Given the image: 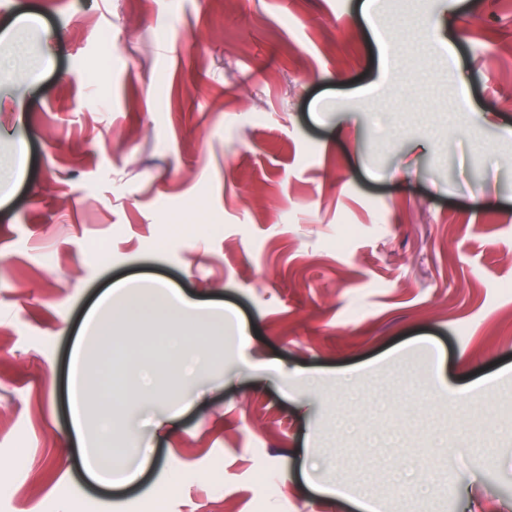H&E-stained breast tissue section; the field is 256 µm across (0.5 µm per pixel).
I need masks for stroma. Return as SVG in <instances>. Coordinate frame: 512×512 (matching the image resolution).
I'll use <instances>...</instances> for the list:
<instances>
[{
    "mask_svg": "<svg viewBox=\"0 0 512 512\" xmlns=\"http://www.w3.org/2000/svg\"><path fill=\"white\" fill-rule=\"evenodd\" d=\"M362 2L0 0V512H356L303 465L383 512H512V0ZM126 279L233 306L250 344L213 330L196 366L115 323L88 386L153 451L118 492L82 472L99 413L74 431L69 384ZM126 341L152 369L115 387ZM436 370L492 392L461 407ZM130 281H119L112 285L100 299L97 307L89 315L87 326L93 328L100 342V348L103 352L112 348V295L122 292L126 284ZM110 306L109 311L102 315L99 309L102 305ZM303 477L305 481L317 492L337 498H346L351 500L355 506L361 510V512H378L377 505L374 499L366 494H358L356 496L352 495V492L348 490L345 486L338 483H330V484H318L315 481V477L306 471L303 472Z\"/></svg>",
    "mask_w": 512,
    "mask_h": 512,
    "instance_id": "1",
    "label": "stroma"
}]
</instances>
